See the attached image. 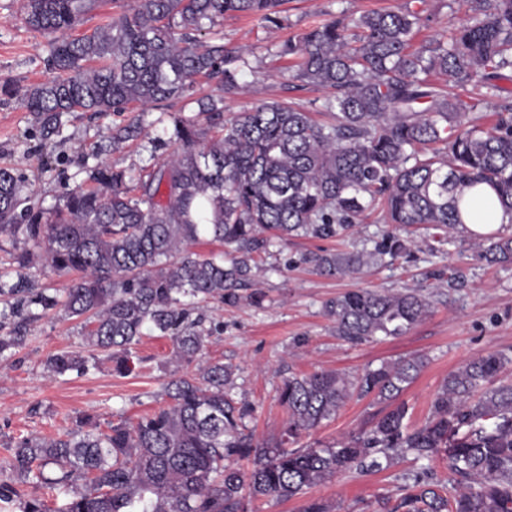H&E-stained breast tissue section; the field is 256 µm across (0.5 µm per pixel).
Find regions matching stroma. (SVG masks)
<instances>
[{
	"label": "stroma",
	"instance_id": "35a3bbf8",
	"mask_svg": "<svg viewBox=\"0 0 512 512\" xmlns=\"http://www.w3.org/2000/svg\"><path fill=\"white\" fill-rule=\"evenodd\" d=\"M406 2L286 0L280 25L265 28L245 16L225 17L215 33L227 47L243 50L248 62L238 92L224 98L225 117L262 100L321 102L322 91L294 87L289 76L293 60L280 55L281 43L309 30L328 12L357 15ZM22 5L23 0H0V83H11L18 91L11 98L0 95V167L24 170L34 208L62 204L69 190L90 188V172L98 165L134 173L153 165L154 139L162 129L172 128L174 119H189L199 129H207V115L199 113L196 105L179 102L147 110L132 106L120 115L68 114L59 133L42 140L20 92L50 78L51 38L25 27ZM136 117L142 121L140 137L112 148L113 129ZM387 229L373 215L335 240L290 238L263 261L266 298L262 307L205 304L208 319L221 324L222 331L210 338L203 358L233 367L234 397L256 408L247 422L255 440L268 441L280 433L286 411L278 400V389L285 377L321 370L354 375L384 360L424 357L423 369L403 394L412 408L409 425L415 429L425 423L430 403L448 374L488 352L512 350V265L487 264L464 233H456L438 253L432 249L429 230L399 229V236L411 246V257L371 266L359 275L329 278L296 263L301 253L320 247L339 252L371 249L373 239ZM26 247L23 238L0 235V272H5L6 283L24 275L42 288L64 287L66 278L50 274L41 260L24 269L17 267L13 257ZM358 288L381 292L414 288L429 296L432 309L403 336L354 346L337 336L324 304ZM63 350L88 356V371L48 373L46 360ZM132 358V372L118 374L105 353H93L86 345L78 319L53 310L36 321L25 344L13 355L0 357V484L16 481L8 461L17 438L62 436L71 431L79 415L90 416L103 429L136 420L162 406L164 382L188 369L176 358L170 338L163 336H143ZM386 410V404L372 398L351 397L335 416L302 434L296 445L340 441L370 428ZM421 468L408 455L381 470H349L308 489L307 495L327 502L333 512H376L379 500L396 503L405 492L408 475Z\"/></svg>",
	"mask_w": 512,
	"mask_h": 512
}]
</instances>
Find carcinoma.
Returning <instances> with one entry per match:
<instances>
[{
	"label": "carcinoma",
	"mask_w": 512,
	"mask_h": 512,
	"mask_svg": "<svg viewBox=\"0 0 512 512\" xmlns=\"http://www.w3.org/2000/svg\"><path fill=\"white\" fill-rule=\"evenodd\" d=\"M286 0H133L89 34L53 41L56 76L23 94L44 140L73 112H124L195 100L211 113L213 134L176 119L168 140L179 148L139 174L100 166L93 191L70 193L63 206L34 209L24 171L0 168V234L24 236L57 276L79 274L66 288H37L26 278L0 287V357L24 345L31 323L60 308L81 319L85 340L112 352L116 370L132 371V349L145 332L167 336L178 357L198 361L213 328L200 303L262 306L259 260L290 236L330 240L382 210L387 224L441 229L451 240L462 225L465 191L485 184L512 218V102L481 123L485 99L512 73V0H464L466 22L418 48L431 15L405 5L359 16L343 12L284 41L295 59L292 79L324 92L318 122L303 104L262 101L224 118L223 98H194L197 78L224 94L240 88L239 50L202 37L224 16L280 23ZM96 0H24L29 28L74 29ZM142 133L140 120L118 126V147ZM208 238L231 257H202L190 246ZM487 263L512 264V238H477ZM409 253L385 231L369 251H309L298 263L322 275L361 273L375 259ZM429 299L415 290L344 292L325 314L336 335L358 345L407 333L425 318ZM512 356L492 351L450 373L427 422L409 427L401 400L424 360L409 357L356 376L316 371L282 381L288 417L279 437L245 433L254 407L232 397L234 371L220 361L175 376L165 404L136 422L101 430L84 417L66 435L20 437L10 467L23 483L59 491L63 503L0 484V501L22 512H249L260 497L301 498L345 471L384 469L411 454H443L457 476L451 486L415 476L391 512H512V383L501 375ZM88 360L60 352L55 375L84 372ZM374 396L389 410L370 429L332 445L290 448L334 416L352 395Z\"/></svg>",
	"instance_id": "obj_1"
}]
</instances>
